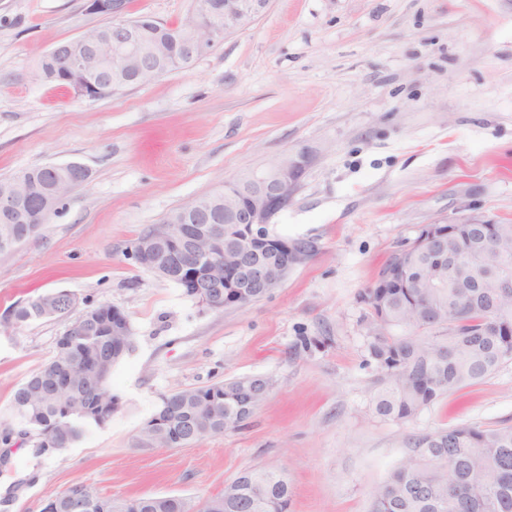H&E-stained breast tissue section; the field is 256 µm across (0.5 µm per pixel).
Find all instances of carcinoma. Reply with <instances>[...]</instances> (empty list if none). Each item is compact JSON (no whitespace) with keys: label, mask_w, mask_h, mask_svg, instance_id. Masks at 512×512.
I'll use <instances>...</instances> for the list:
<instances>
[{"label":"carcinoma","mask_w":512,"mask_h":512,"mask_svg":"<svg viewBox=\"0 0 512 512\" xmlns=\"http://www.w3.org/2000/svg\"><path fill=\"white\" fill-rule=\"evenodd\" d=\"M141 34L167 44L164 61L155 63L151 80L172 70L190 66L179 34L182 26H167L150 16H139ZM73 41L63 42L46 53L33 70L41 83L68 88L63 57ZM28 184L36 200L51 191L66 199L82 185L79 179L59 168L50 173L36 167L16 174ZM202 212L224 216V191L197 199ZM52 210L36 211L29 224H10L0 216V240L12 234L27 239L36 235ZM500 246L485 255L487 272L494 273L503 263L512 265V224L500 225ZM433 258H425L424 282L419 288L404 286L396 278L389 288H369L361 301L370 307L368 352L379 378L372 398L375 414L385 420L408 421L417 417L447 393L472 385L512 361V295L501 296L496 328L488 332L485 305L480 301L463 302L461 288H433ZM209 270L195 262L183 275L171 282L187 296L201 301L198 286L206 283ZM50 293L28 298L13 310L18 324L39 319L43 303ZM77 307L58 292L51 318H62ZM448 328V336H434L439 327ZM409 331L395 336L392 329ZM133 332L112 335V305L100 303L86 308L73 324L57 338L53 358L32 371L17 388L13 410L20 421L39 438L36 448H68L81 439L87 426H97L112 418V405L118 397L112 393L114 365L130 349ZM90 356L98 368L88 369L71 380L69 387L56 390L63 371L80 365ZM241 380L188 387L165 395L154 412L168 421L164 429L144 426L135 446L183 448L195 440L219 435L249 418L240 415L238 401ZM412 454L393 469L371 493L370 512H435L431 502L414 495L411 488L424 485L446 504L442 512H512V426L482 427L457 424L408 439ZM455 458L448 468V455ZM252 482L241 486L240 478L224 484V512H250L249 501L258 493L265 501L264 512H288L291 491L288 478L267 468L249 469ZM102 512H187L186 502L174 500L162 508L152 496L132 499L105 498Z\"/></svg>","instance_id":"obj_1"}]
</instances>
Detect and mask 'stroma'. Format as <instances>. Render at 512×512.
Returning <instances> with one entry per match:
<instances>
[{"instance_id":"35a3bbf8","label":"stroma","mask_w":512,"mask_h":512,"mask_svg":"<svg viewBox=\"0 0 512 512\" xmlns=\"http://www.w3.org/2000/svg\"><path fill=\"white\" fill-rule=\"evenodd\" d=\"M84 5L0 0V179L89 171L37 236L0 254V512H41L74 485L194 501L254 467L285 471L289 512H368L409 438L512 425V362L413 420L377 417L360 301L421 225L512 224V0H271L189 68L104 99L32 76L56 45L108 24ZM191 5L129 0L126 15L176 26ZM301 151L309 164L271 228L313 252L266 297L209 311L127 258L177 207ZM51 291L119 308L134 339L112 370L111 419L39 455L13 395L73 319L11 312ZM246 377L272 386L242 426L135 447L162 396Z\"/></svg>"}]
</instances>
